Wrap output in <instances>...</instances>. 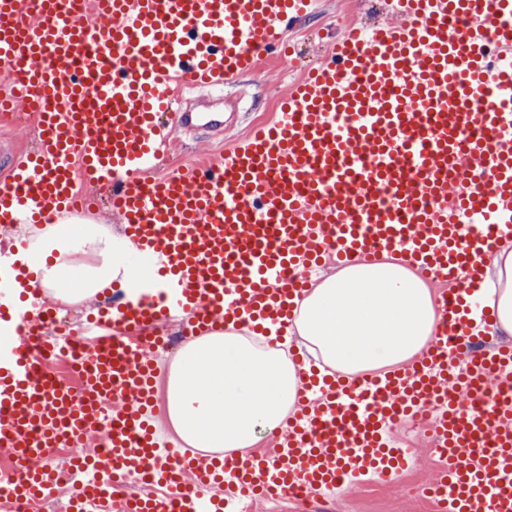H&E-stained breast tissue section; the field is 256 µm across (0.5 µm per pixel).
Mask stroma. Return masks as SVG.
<instances>
[{
	"label": "stroma",
	"mask_w": 512,
	"mask_h": 512,
	"mask_svg": "<svg viewBox=\"0 0 512 512\" xmlns=\"http://www.w3.org/2000/svg\"><path fill=\"white\" fill-rule=\"evenodd\" d=\"M382 0H320L317 12L288 32L294 44L293 63L268 58L256 74L237 78L222 90L224 129L184 128L174 137L168 167L205 161L209 152L225 151L241 142L256 126L277 120L279 98L304 70L318 62L343 25H366L381 16ZM40 131L33 120L0 123V179L8 176L15 158L34 150ZM393 436L414 451L410 469L391 485H349L327 495L329 512H439L437 503L421 493L433 481L436 461L422 431L401 426Z\"/></svg>",
	"instance_id": "stroma-1"
}]
</instances>
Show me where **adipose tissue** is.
Segmentation results:
<instances>
[{
  "label": "adipose tissue",
  "instance_id": "ef3b65f1",
  "mask_svg": "<svg viewBox=\"0 0 512 512\" xmlns=\"http://www.w3.org/2000/svg\"><path fill=\"white\" fill-rule=\"evenodd\" d=\"M31 259L29 294L73 305L129 287L145 274L128 261L127 245L110 227L62 215L37 226L21 221ZM101 256L100 265L75 264V255ZM495 318L493 334L512 335V242L495 246L487 276L474 292ZM440 321L430 288L395 252L354 261L312 285L297 299L287 334L308 361L295 362L248 328H225L185 341L170 361V425L185 446L205 456L247 453L260 434L285 427L298 410L300 375L310 366L352 380L411 363L428 349Z\"/></svg>",
  "mask_w": 512,
  "mask_h": 512
}]
</instances>
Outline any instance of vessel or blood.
I'll list each match as a JSON object with an SVG mask.
<instances>
[{"instance_id":"b4317fda","label":"vessel or blood","mask_w":512,"mask_h":512,"mask_svg":"<svg viewBox=\"0 0 512 512\" xmlns=\"http://www.w3.org/2000/svg\"><path fill=\"white\" fill-rule=\"evenodd\" d=\"M319 0H0V110L22 106L40 144L0 181V224L94 210L76 179L113 185L112 211L150 273L87 339L75 385L51 369L50 305L31 310L24 245H0V489L19 503L58 488L51 449L101 439L69 512H234L245 497L294 498L390 484L424 422L438 459L425 488L445 512H512V346L468 351L476 244L512 239V0H387V19L344 26L295 81L279 119L233 149L159 175V124L184 84L218 87L282 50ZM172 112V111H171ZM400 251L443 282V318L411 364L347 382L305 374L309 393L270 450L190 456L157 431L164 321L189 335L287 326L326 262ZM121 402L112 413L104 402ZM138 475L147 493L118 480Z\"/></svg>"}]
</instances>
